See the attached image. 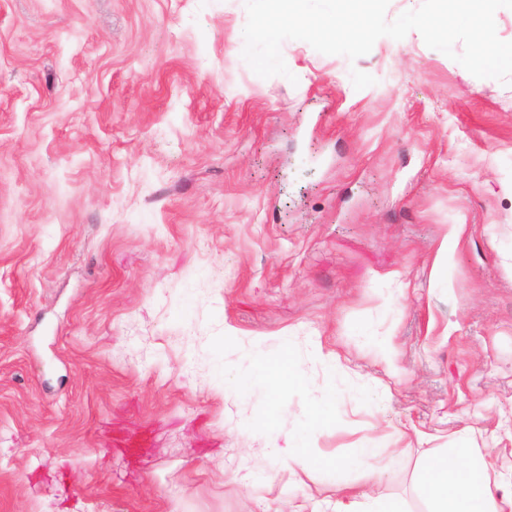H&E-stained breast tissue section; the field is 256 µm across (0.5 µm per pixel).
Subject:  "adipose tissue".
Returning a JSON list of instances; mask_svg holds the SVG:
<instances>
[{
	"instance_id": "adipose-tissue-1",
	"label": "adipose tissue",
	"mask_w": 512,
	"mask_h": 512,
	"mask_svg": "<svg viewBox=\"0 0 512 512\" xmlns=\"http://www.w3.org/2000/svg\"><path fill=\"white\" fill-rule=\"evenodd\" d=\"M470 427L459 432L457 448H438L424 455L416 485L426 512H512V494L498 498L482 449L467 446Z\"/></svg>"
}]
</instances>
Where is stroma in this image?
Wrapping results in <instances>:
<instances>
[{"instance_id":"35a3bbf8","label":"stroma","mask_w":512,"mask_h":512,"mask_svg":"<svg viewBox=\"0 0 512 512\" xmlns=\"http://www.w3.org/2000/svg\"><path fill=\"white\" fill-rule=\"evenodd\" d=\"M246 20L0 0V512H334L367 444L424 512L466 425L512 491V83L415 30L264 79ZM402 449L399 448H372L364 446L362 448H355L354 455L351 458V464L358 468L366 469L370 475L375 476L376 471L372 466V461L383 453L391 457L398 456L402 453Z\"/></svg>"}]
</instances>
